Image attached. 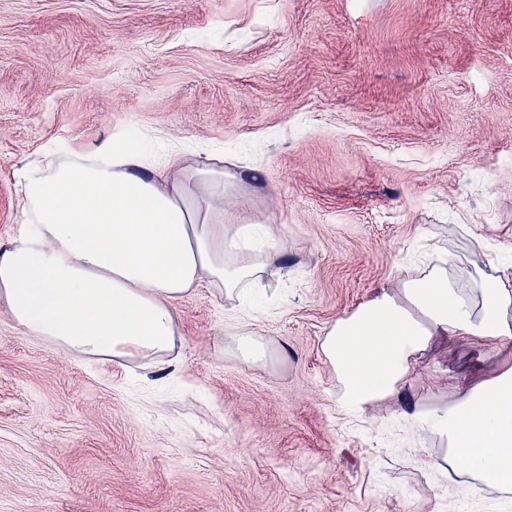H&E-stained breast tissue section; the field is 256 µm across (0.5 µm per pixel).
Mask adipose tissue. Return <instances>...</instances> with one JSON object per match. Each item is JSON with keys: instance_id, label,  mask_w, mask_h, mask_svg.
I'll return each instance as SVG.
<instances>
[{"instance_id": "ef3b65f1", "label": "adipose tissue", "mask_w": 512, "mask_h": 512, "mask_svg": "<svg viewBox=\"0 0 512 512\" xmlns=\"http://www.w3.org/2000/svg\"><path fill=\"white\" fill-rule=\"evenodd\" d=\"M242 181L220 157L162 170L123 142L28 164L18 173L26 229L0 237V313L102 365L180 369V300L200 288L241 300L279 253L268 225L239 224L225 207ZM426 263L328 330L323 352L343 408L363 414L397 398L436 337L512 346L511 289L485 275L459 287L434 249ZM410 419L446 442L463 494L512 489V368Z\"/></svg>"}]
</instances>
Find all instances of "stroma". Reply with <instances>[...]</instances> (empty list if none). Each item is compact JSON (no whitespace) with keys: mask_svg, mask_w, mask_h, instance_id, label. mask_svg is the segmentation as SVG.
<instances>
[{"mask_svg":"<svg viewBox=\"0 0 512 512\" xmlns=\"http://www.w3.org/2000/svg\"><path fill=\"white\" fill-rule=\"evenodd\" d=\"M129 136L256 169L227 205L272 226L288 274L239 316L288 357L242 361L209 288L179 303L175 380L1 314L0 512H512V491L459 497L445 443L400 415L512 349L435 342L361 417L322 351L427 243L460 287L512 289V0H0V235L22 228L23 166Z\"/></svg>","mask_w":512,"mask_h":512,"instance_id":"obj_1","label":"stroma"}]
</instances>
